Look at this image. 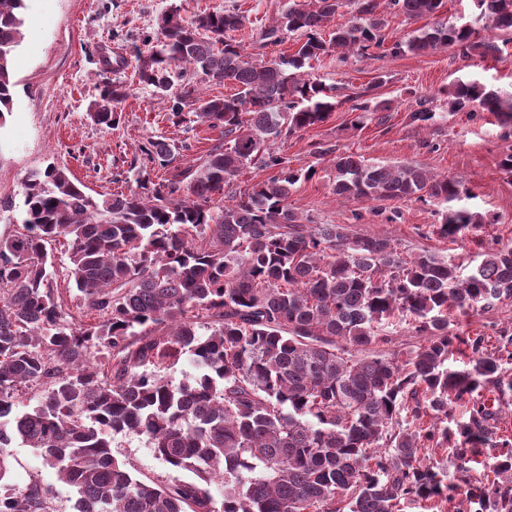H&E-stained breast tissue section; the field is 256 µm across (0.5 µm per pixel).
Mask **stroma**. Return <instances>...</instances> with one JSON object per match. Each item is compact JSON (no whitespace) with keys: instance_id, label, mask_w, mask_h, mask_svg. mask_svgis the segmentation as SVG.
Wrapping results in <instances>:
<instances>
[{"instance_id":"obj_1","label":"stroma","mask_w":512,"mask_h":512,"mask_svg":"<svg viewBox=\"0 0 512 512\" xmlns=\"http://www.w3.org/2000/svg\"><path fill=\"white\" fill-rule=\"evenodd\" d=\"M24 38L13 56L17 86L13 110L0 125V200H23L30 173L55 164L68 168L91 195L127 190L137 172L132 167L147 139H160L174 149L176 158L158 179H183L186 170L211 147L216 136L207 126L174 123L169 103L139 84L135 47L143 35L155 31L161 14L178 7L186 18L236 6L246 17L233 32L254 59L268 60L292 53V41L263 44L262 32L287 7L288 0H26ZM120 53L125 63L117 70L102 68L101 53ZM310 72L322 83L352 89L372 87L377 75L385 82L373 87L383 102L385 124L365 120L352 128L345 110L333 112L319 126L279 143L278 151L292 168L317 165L312 179L299 182L290 203L295 212L319 224H344L357 234H386L403 254L429 250L454 262L471 261L478 246L512 245V177L501 168L502 157L512 153V136L498 118L487 112L469 115L452 112L439 97L441 88L455 80H474L512 95V59H463L451 50L393 56L388 50L370 58L339 61L329 53L312 61ZM119 80L129 88L118 125L92 122L87 108L105 81ZM418 94L433 96L436 118L427 127L411 123L409 113ZM354 153L371 163L412 164L433 175L458 178L467 195L451 204L386 203L398 211L396 221L371 213L372 202L340 200L333 193L336 172L329 159H316L315 144ZM465 208L482 222L467 231V246L428 235L448 208ZM460 332L494 335L512 329V300L469 316H458ZM112 453L145 480L172 483L185 480L183 472L159 460L145 436L121 433L112 438ZM8 488L22 489L37 482L52 492L55 512H73L76 494L45 468L36 449L13 444Z\"/></svg>"}]
</instances>
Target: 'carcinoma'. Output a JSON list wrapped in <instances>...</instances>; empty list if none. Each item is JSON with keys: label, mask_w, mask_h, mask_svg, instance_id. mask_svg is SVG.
Returning a JSON list of instances; mask_svg holds the SVG:
<instances>
[{"label": "carcinoma", "mask_w": 512, "mask_h": 512, "mask_svg": "<svg viewBox=\"0 0 512 512\" xmlns=\"http://www.w3.org/2000/svg\"><path fill=\"white\" fill-rule=\"evenodd\" d=\"M488 32H512V0H478ZM444 0H289L263 32L294 51L253 62L230 33L236 7L181 16L172 8L138 51L139 83L169 97L170 112L221 138L189 181L151 179L176 158L161 141L140 148L136 187L100 197L52 164L30 174L21 225L0 236V483L6 449L19 441L74 489V512H403L414 501L444 512H512V437L500 433L498 402L512 396V331L462 336L449 314L468 315L512 299V246L480 247L467 275L423 250L411 256L388 235L308 224L290 207L300 180L279 140L325 122L348 105L353 125L383 111L367 87L345 94L305 76L332 49L372 56L388 16L434 18ZM26 0H0V120L12 112V57L23 37ZM349 14L330 39L335 16ZM451 48L463 59L498 58L492 37L435 22L397 39L391 53ZM231 95L206 97L187 72ZM450 112H489L512 126V97L476 81L440 91ZM129 96L105 85L88 107L97 124L116 121ZM433 99H415L410 120L435 118ZM331 156L334 194L344 200L452 202L458 179L412 165ZM276 174L233 189L242 170ZM476 215L450 209L429 233L453 241ZM65 240L68 277L84 295L83 323L53 288L47 246ZM410 319L417 345L390 356L389 325ZM463 345L468 361L448 366ZM100 358H95V355ZM197 375L174 381L161 368L182 356ZM38 391L20 411L22 390ZM468 399L463 420L453 404ZM148 438L156 456L189 481L135 476L112 454V435ZM459 462L448 481L439 453ZM488 453L489 471L468 475ZM221 489L215 499L212 485ZM0 512H53L51 491L34 482L0 493Z\"/></svg>", "instance_id": "obj_1"}]
</instances>
